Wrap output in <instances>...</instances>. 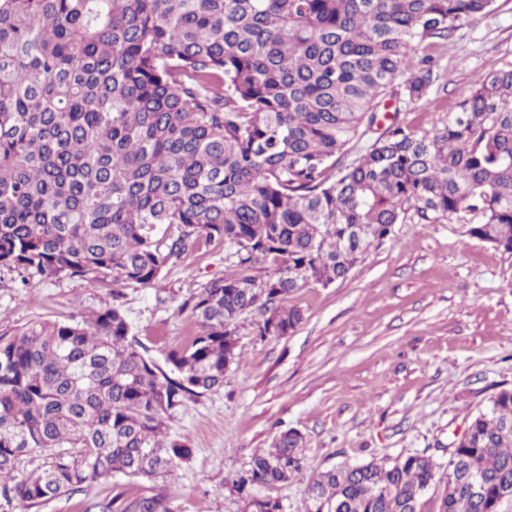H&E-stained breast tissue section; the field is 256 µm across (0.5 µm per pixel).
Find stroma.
<instances>
[{"instance_id":"obj_1","label":"stroma","mask_w":512,"mask_h":512,"mask_svg":"<svg viewBox=\"0 0 512 512\" xmlns=\"http://www.w3.org/2000/svg\"><path fill=\"white\" fill-rule=\"evenodd\" d=\"M435 83L400 120L423 134L468 97L479 76L512 65V0L460 23L434 49ZM222 241L204 243L151 286L78 277H19L0 267V331L37 320L68 321L119 302L132 332L155 360L197 332L177 299L223 277ZM288 305L304 319L293 333L259 339L257 314L241 316L237 358L222 388L171 412L170 436L193 454L177 468L170 512H243L227 479L286 429L306 439L303 467L268 488L283 512H304L314 476L348 461L388 462L424 453L447 464L466 420L499 389L512 387V254L470 238L460 224H399L342 280L296 289ZM146 482L103 476L33 512H98L116 495L147 494Z\"/></svg>"}]
</instances>
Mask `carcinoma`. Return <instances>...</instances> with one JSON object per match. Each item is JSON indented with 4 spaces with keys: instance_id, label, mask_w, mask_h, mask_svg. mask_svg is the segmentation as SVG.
<instances>
[{
    "instance_id": "1",
    "label": "carcinoma",
    "mask_w": 512,
    "mask_h": 512,
    "mask_svg": "<svg viewBox=\"0 0 512 512\" xmlns=\"http://www.w3.org/2000/svg\"><path fill=\"white\" fill-rule=\"evenodd\" d=\"M494 2L0 0V266L109 278L116 299L203 241L231 249L224 277L178 304L198 332L168 369L116 304L0 333L5 500L28 510L121 474L152 486L108 512H170L165 476L191 449L165 417L224 386L241 315L288 335L303 320L288 296L345 278L398 224H464L512 253V66L430 134L375 128L393 86L418 102L435 82L432 58L414 72L408 53ZM303 447L283 431L231 480L244 512H283L252 489L287 482ZM32 448L49 461L13 476ZM431 489L438 512L512 498V387L471 418L446 472L418 454L339 465L305 512H421Z\"/></svg>"
}]
</instances>
